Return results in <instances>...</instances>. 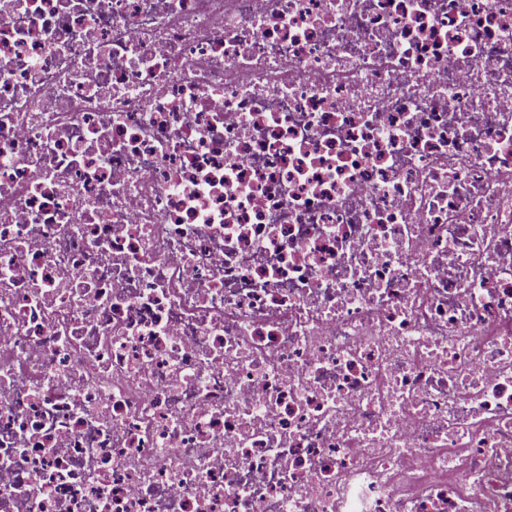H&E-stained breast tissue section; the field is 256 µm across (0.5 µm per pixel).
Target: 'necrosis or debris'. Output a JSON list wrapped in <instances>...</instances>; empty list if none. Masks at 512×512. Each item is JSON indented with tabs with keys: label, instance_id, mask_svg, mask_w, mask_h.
I'll return each mask as SVG.
<instances>
[{
	"label": "necrosis or debris",
	"instance_id": "4bbe7bcc",
	"mask_svg": "<svg viewBox=\"0 0 512 512\" xmlns=\"http://www.w3.org/2000/svg\"><path fill=\"white\" fill-rule=\"evenodd\" d=\"M0 512H512V0H0Z\"/></svg>",
	"mask_w": 512,
	"mask_h": 512
}]
</instances>
